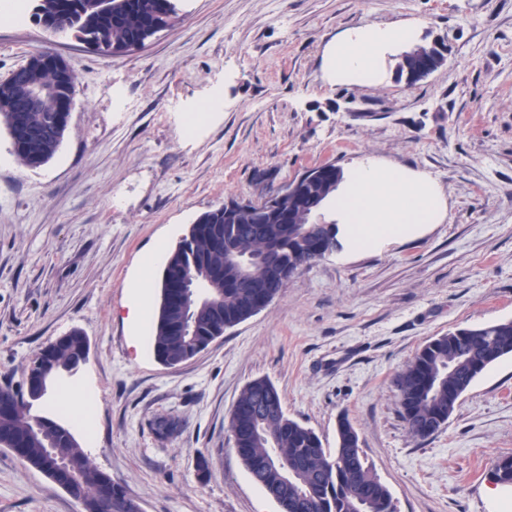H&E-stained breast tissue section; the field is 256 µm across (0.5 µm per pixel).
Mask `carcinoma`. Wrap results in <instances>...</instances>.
Segmentation results:
<instances>
[{
  "instance_id": "obj_1",
  "label": "carcinoma",
  "mask_w": 512,
  "mask_h": 512,
  "mask_svg": "<svg viewBox=\"0 0 512 512\" xmlns=\"http://www.w3.org/2000/svg\"><path fill=\"white\" fill-rule=\"evenodd\" d=\"M177 0H36L33 18L47 25L63 23L79 40L89 36L103 39L108 47L129 49L142 45L157 29L177 17ZM61 83L60 72L50 63L31 61L0 80V126L19 125L34 136L12 149L16 161L34 168L46 164L58 151L68 127L60 111L57 95H48L39 108L24 111L29 86H54ZM343 179L336 168L318 180L306 199L325 200ZM294 223L262 224L242 214L235 224L224 222V210L214 208L195 220L188 248L176 246L168 258V271L162 272L160 303L153 319V349L166 366H177L191 358V342L184 335L186 313L168 298L167 273H176L195 261L210 277L211 299L193 309L196 340L204 343L250 316L255 292L269 299L285 287L283 268L297 272L317 256V239L309 230V208L305 203L293 207ZM252 255L273 252L272 260L254 266L251 281L241 277L229 256L224 240ZM260 289L248 287V283ZM274 287L265 288L263 284ZM473 344L463 345L454 331L425 344L413 361L396 377L401 415L410 434L428 438L448 423L461 393L475 380L472 366L484 357V347L495 344L498 359L512 356V321L469 327ZM83 354V338L78 332L44 353L58 369H75ZM25 391L13 394L14 413L0 418V432L20 446L23 460L37 470L47 462L49 447L59 444L55 433L33 432L32 411L24 404ZM229 428L240 459L253 479L281 504L280 512H396L391 494L357 450L359 437L348 420L339 422L336 448L323 447L311 429L288 418L277 389L266 379L250 382L241 392L231 414ZM60 451L79 464L80 478L65 471L50 479L70 486L69 495L87 505L95 501L102 481L101 471L86 458L75 441L60 444ZM495 480L512 485V458L500 461ZM122 485L112 486V512H132Z\"/></svg>"
}]
</instances>
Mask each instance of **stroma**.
<instances>
[{
    "label": "stroma",
    "mask_w": 512,
    "mask_h": 512,
    "mask_svg": "<svg viewBox=\"0 0 512 512\" xmlns=\"http://www.w3.org/2000/svg\"><path fill=\"white\" fill-rule=\"evenodd\" d=\"M413 22L445 62L413 86L387 58L382 80L340 85L325 69L347 29ZM49 49L76 74L63 143L20 166L0 127V386L81 331L78 373L99 398L95 436L62 417L96 467L142 512H279L234 450L229 420L249 382L335 448L356 430L397 512H512L490 496L512 457V357L488 367L447 425L413 438L395 378L430 339L512 320V0H180L175 23L117 55L0 11V80ZM205 130L184 113L211 99ZM371 158L426 174L447 209L437 224L302 268L270 305L190 360L163 366L129 346L127 288L158 242L175 246L203 212L263 202L304 170ZM177 422L158 439L153 424ZM0 512H82L0 447Z\"/></svg>",
    "instance_id": "35a3bbf8"
}]
</instances>
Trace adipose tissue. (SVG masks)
Listing matches in <instances>:
<instances>
[{"mask_svg":"<svg viewBox=\"0 0 512 512\" xmlns=\"http://www.w3.org/2000/svg\"><path fill=\"white\" fill-rule=\"evenodd\" d=\"M414 26L360 25L330 50L326 65L340 84L378 81L386 52L415 41ZM351 248L370 249L401 238L412 226L438 223L445 201L429 179L391 164L366 161L353 169L332 198Z\"/></svg>","mask_w":512,"mask_h":512,"instance_id":"obj_1","label":"adipose tissue"}]
</instances>
